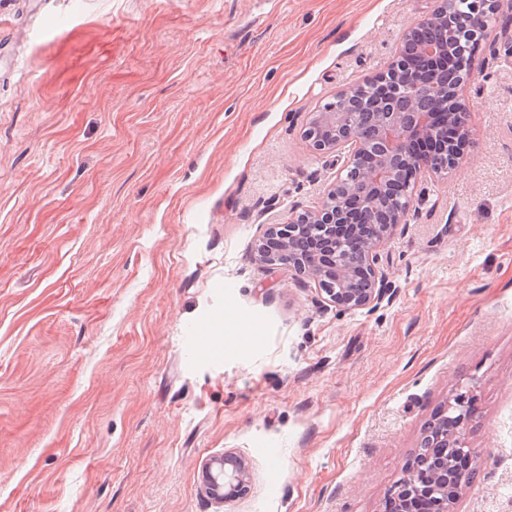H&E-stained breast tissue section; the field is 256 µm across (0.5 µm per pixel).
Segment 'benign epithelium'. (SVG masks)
<instances>
[{
	"label": "benign epithelium",
	"mask_w": 512,
	"mask_h": 512,
	"mask_svg": "<svg viewBox=\"0 0 512 512\" xmlns=\"http://www.w3.org/2000/svg\"><path fill=\"white\" fill-rule=\"evenodd\" d=\"M438 5L403 35L396 57L389 63L383 80L395 93L410 89L414 95L406 102L405 111L391 113L392 121L382 113H370L375 134L361 132L353 122L350 108L358 104L363 85L343 91L312 113L304 130L309 146L319 154H342L349 171L360 158L370 153L373 169L364 173L363 184L392 201L406 195L407 203L390 206L378 213L371 206L361 211V203L343 202L359 185H347L339 175L323 190L320 202L301 211L292 208L289 219L268 225L262 243L256 245L255 260L269 266L264 241L281 247L278 266L285 267L298 278L318 285L329 304L336 308L359 311L373 307L393 288L381 264L382 243L407 223L414 207V184L422 177L438 179L456 167L469 139L467 109L461 94V82L455 80L447 48L442 43L463 32L474 37L487 29L488 9H496L499 0H483V6L472 5L458 20V26L444 27L447 0ZM423 29H437L443 42L425 46L429 67L406 72L402 69L405 49ZM336 239L354 242V256L348 264L331 262L329 246ZM469 396L456 393L448 399V408L460 411L448 428L447 439L466 448V435L475 408L468 405ZM251 479V473L236 453L226 451L209 458L202 466L201 492L216 505L237 500Z\"/></svg>",
	"instance_id": "7a95c632"
}]
</instances>
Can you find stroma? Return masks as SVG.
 I'll return each mask as SVG.
<instances>
[{"instance_id": "1", "label": "stroma", "mask_w": 512, "mask_h": 512, "mask_svg": "<svg viewBox=\"0 0 512 512\" xmlns=\"http://www.w3.org/2000/svg\"><path fill=\"white\" fill-rule=\"evenodd\" d=\"M435 0H0V512H383L452 391L512 512V9L372 309L252 259L344 160L303 130ZM279 450L272 476L267 447ZM247 493L217 510L208 457ZM250 479L251 473L244 460L226 451L203 464L201 492L216 505L223 506L240 498Z\"/></svg>"}]
</instances>
